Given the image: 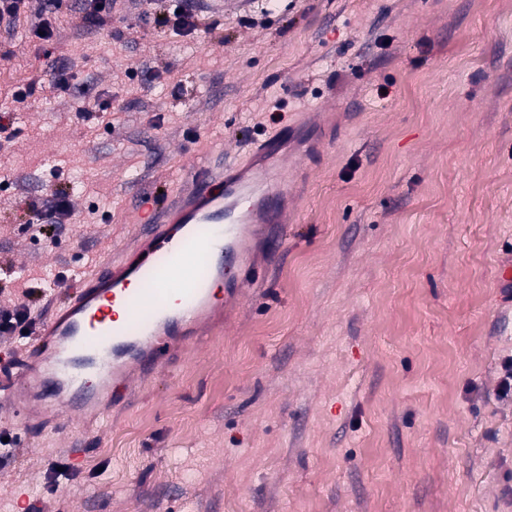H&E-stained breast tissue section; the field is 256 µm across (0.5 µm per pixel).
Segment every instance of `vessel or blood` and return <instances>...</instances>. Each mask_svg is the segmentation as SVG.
I'll return each mask as SVG.
<instances>
[{
	"label": "vessel or blood",
	"mask_w": 512,
	"mask_h": 512,
	"mask_svg": "<svg viewBox=\"0 0 512 512\" xmlns=\"http://www.w3.org/2000/svg\"><path fill=\"white\" fill-rule=\"evenodd\" d=\"M279 134L257 145L259 169H194L178 199L160 205L144 235L78 284L40 321L0 396L28 425L68 411L86 417L113 403L134 372L154 373L203 326L223 319V296L243 298L256 267L251 246L275 220L285 186ZM150 311L137 323L140 311Z\"/></svg>",
	"instance_id": "obj_1"
}]
</instances>
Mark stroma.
Returning a JSON list of instances; mask_svg holds the SVG:
<instances>
[{
  "label": "stroma",
  "instance_id": "1",
  "mask_svg": "<svg viewBox=\"0 0 512 512\" xmlns=\"http://www.w3.org/2000/svg\"><path fill=\"white\" fill-rule=\"evenodd\" d=\"M223 2L191 34L138 0L101 29L70 9L48 57L0 28V104L65 57L87 107L112 106L93 132L48 86L0 141V305L35 280L38 319L133 245L144 197L307 127L282 146L288 238L223 329L94 418L28 430L0 408L19 441L0 512H512V6ZM62 181L71 220L31 240L29 202Z\"/></svg>",
  "mask_w": 512,
  "mask_h": 512
}]
</instances>
